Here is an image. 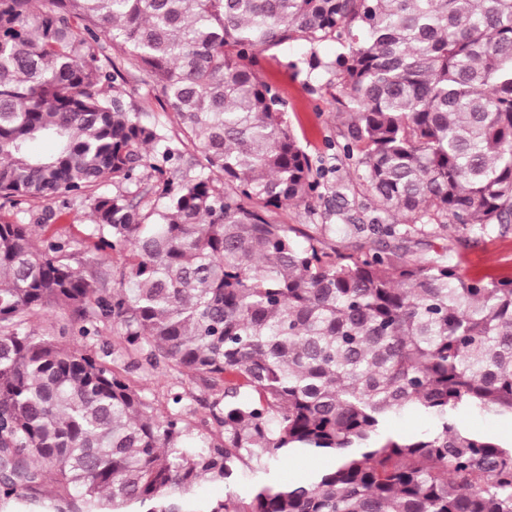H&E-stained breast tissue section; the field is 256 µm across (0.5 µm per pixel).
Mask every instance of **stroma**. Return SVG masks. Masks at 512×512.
<instances>
[{"instance_id": "stroma-1", "label": "stroma", "mask_w": 512, "mask_h": 512, "mask_svg": "<svg viewBox=\"0 0 512 512\" xmlns=\"http://www.w3.org/2000/svg\"><path fill=\"white\" fill-rule=\"evenodd\" d=\"M340 50L336 40L327 39L316 45L293 42L272 48L262 54V74L286 103V119L301 147L313 164L329 162L336 152V143L343 128L336 112V77L325 67ZM118 81L131 93L130 102L144 121L167 131H175L173 112L151 87L142 84L140 72L125 63L120 67ZM47 214V224L36 229L37 239L49 237L60 226H70L81 233L90 222V211L77 204L62 208L59 201L39 200L30 205L0 204V218L13 221L26 210ZM454 260L467 276L499 277L512 275V231L494 234L481 240L461 235L455 245Z\"/></svg>"}]
</instances>
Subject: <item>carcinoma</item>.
Listing matches in <instances>:
<instances>
[{
    "label": "carcinoma",
    "instance_id": "obj_1",
    "mask_svg": "<svg viewBox=\"0 0 512 512\" xmlns=\"http://www.w3.org/2000/svg\"><path fill=\"white\" fill-rule=\"evenodd\" d=\"M49 4L0 0V196L92 224L39 244L44 217L0 219V512H512V446L458 419L512 415V276L409 246L512 229V0ZM328 38L347 121L316 176L258 55ZM114 48L176 133L128 106ZM189 143L204 173L178 177ZM328 173L336 223L281 220ZM159 368L204 395L160 406L132 377ZM405 409L435 428L389 432ZM294 456L330 465L292 483Z\"/></svg>",
    "mask_w": 512,
    "mask_h": 512
}]
</instances>
